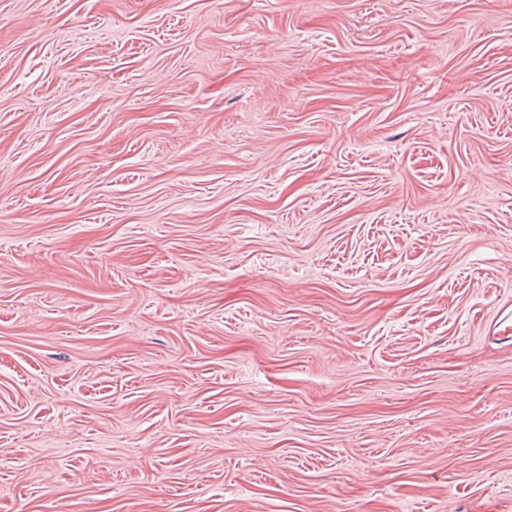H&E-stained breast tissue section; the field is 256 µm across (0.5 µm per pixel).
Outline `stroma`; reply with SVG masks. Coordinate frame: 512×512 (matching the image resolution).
<instances>
[{"label":"stroma","instance_id":"1","mask_svg":"<svg viewBox=\"0 0 512 512\" xmlns=\"http://www.w3.org/2000/svg\"><path fill=\"white\" fill-rule=\"evenodd\" d=\"M512 0H0V512H512Z\"/></svg>","mask_w":512,"mask_h":512}]
</instances>
